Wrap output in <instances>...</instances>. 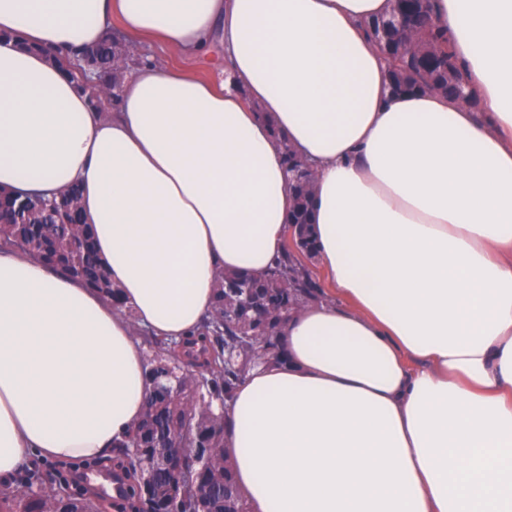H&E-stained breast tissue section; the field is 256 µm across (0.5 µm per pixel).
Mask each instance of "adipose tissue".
Listing matches in <instances>:
<instances>
[{"instance_id": "adipose-tissue-1", "label": "adipose tissue", "mask_w": 512, "mask_h": 512, "mask_svg": "<svg viewBox=\"0 0 512 512\" xmlns=\"http://www.w3.org/2000/svg\"><path fill=\"white\" fill-rule=\"evenodd\" d=\"M431 4L477 105L390 94L388 0H0V190L78 186L125 301L0 245V481L108 456L152 388L138 330L190 339L221 272L274 266L282 134L327 288L225 412L252 512H512V0ZM116 24L104 115L51 56Z\"/></svg>"}]
</instances>
